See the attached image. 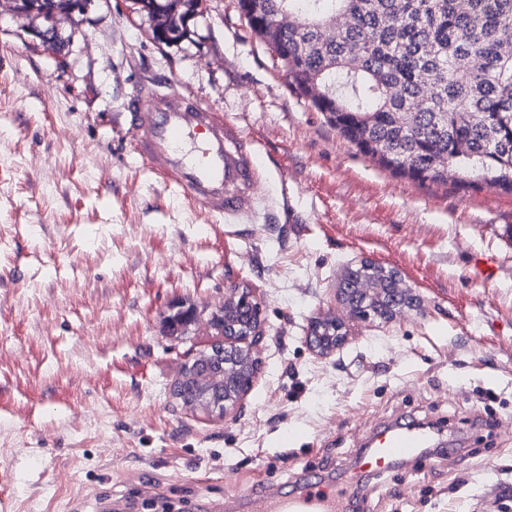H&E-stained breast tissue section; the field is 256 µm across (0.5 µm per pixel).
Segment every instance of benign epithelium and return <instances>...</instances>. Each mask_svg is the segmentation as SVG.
Segmentation results:
<instances>
[{"label":"benign epithelium","mask_w":512,"mask_h":512,"mask_svg":"<svg viewBox=\"0 0 512 512\" xmlns=\"http://www.w3.org/2000/svg\"><path fill=\"white\" fill-rule=\"evenodd\" d=\"M357 268H345L336 288L340 311L327 310L310 320L309 342L322 357L331 355L347 340V323L379 318L395 319L405 310L420 308L412 288L391 269L378 268L385 287L375 288L357 279ZM224 316L217 327L220 339L210 346L220 350L215 356L207 351L186 363L175 381L172 395L191 413L227 417L241 408L251 392L258 373L257 347L266 336L264 307L254 288H229L224 304L207 320Z\"/></svg>","instance_id":"7a95c632"}]
</instances>
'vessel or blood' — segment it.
<instances>
[{"mask_svg": "<svg viewBox=\"0 0 512 512\" xmlns=\"http://www.w3.org/2000/svg\"><path fill=\"white\" fill-rule=\"evenodd\" d=\"M139 131L132 152L164 182L213 217H248L266 199L261 153L241 127L222 112L175 101L156 85H141L128 106ZM426 441L418 430L380 434L356 466L358 474L381 472L415 456ZM346 490L320 481L301 484L287 497L267 502L265 512H342Z\"/></svg>", "mask_w": 512, "mask_h": 512, "instance_id": "obj_1", "label": "vessel or blood"}]
</instances>
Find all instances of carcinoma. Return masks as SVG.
Masks as SVG:
<instances>
[{"label":"carcinoma","instance_id":"cac0c4a2","mask_svg":"<svg viewBox=\"0 0 512 512\" xmlns=\"http://www.w3.org/2000/svg\"><path fill=\"white\" fill-rule=\"evenodd\" d=\"M201 0H136L179 41ZM71 0H13L34 18ZM289 85L380 167L512 192V0H239Z\"/></svg>","mask_w":512,"mask_h":512}]
</instances>
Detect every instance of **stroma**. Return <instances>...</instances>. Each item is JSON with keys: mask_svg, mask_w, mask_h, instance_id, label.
<instances>
[{"mask_svg": "<svg viewBox=\"0 0 512 512\" xmlns=\"http://www.w3.org/2000/svg\"><path fill=\"white\" fill-rule=\"evenodd\" d=\"M40 22L0 0V500L6 512H259L319 477L356 512H512V193L381 168L294 93L238 0H203L188 39L154 41L134 0ZM144 81L235 117L272 194L235 224L152 175L131 146ZM421 298L355 322L321 357L308 320L348 263ZM259 289L267 337L244 407L184 411L170 387L210 347V313ZM442 448L353 481L367 439L408 421Z\"/></svg>", "mask_w": 512, "mask_h": 512, "instance_id": "obj_1", "label": "stroma"}]
</instances>
